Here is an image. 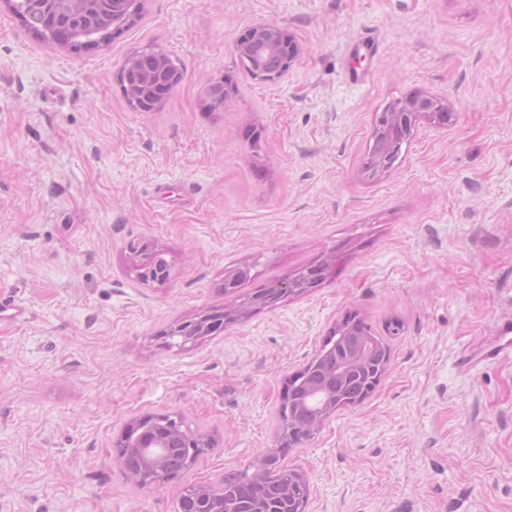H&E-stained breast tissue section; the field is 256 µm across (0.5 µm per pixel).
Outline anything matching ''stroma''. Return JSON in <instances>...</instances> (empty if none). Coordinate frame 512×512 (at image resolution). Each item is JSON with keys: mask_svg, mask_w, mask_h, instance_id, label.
<instances>
[{"mask_svg": "<svg viewBox=\"0 0 512 512\" xmlns=\"http://www.w3.org/2000/svg\"><path fill=\"white\" fill-rule=\"evenodd\" d=\"M264 21L301 48L274 81L234 49ZM369 32L377 53L351 55ZM145 48L182 71L156 112L117 78ZM415 90L451 123L420 122L369 177L377 113ZM133 238L167 251L169 284L135 278ZM325 258L318 288L183 348L162 336L224 306L226 271L249 269L248 294ZM1 293L26 315L0 322V512H177L277 446L287 377L350 312L403 328L375 392L285 455L305 512H512V0H145L86 55L0 4ZM161 413L217 444L146 491L115 441Z\"/></svg>", "mask_w": 512, "mask_h": 512, "instance_id": "obj_1", "label": "stroma"}]
</instances>
